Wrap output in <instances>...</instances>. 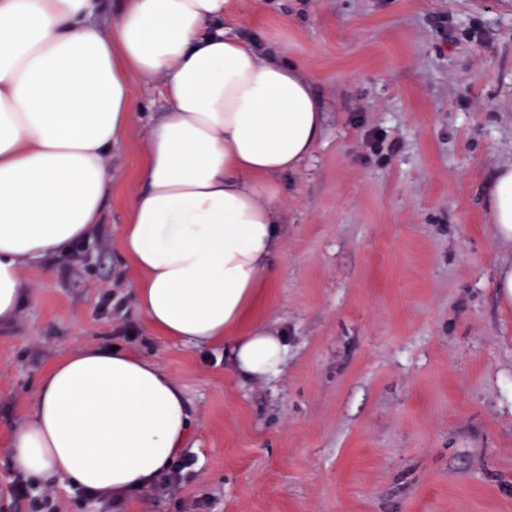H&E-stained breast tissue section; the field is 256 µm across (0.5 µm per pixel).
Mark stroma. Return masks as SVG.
I'll return each instance as SVG.
<instances>
[{
	"label": "stroma",
	"instance_id": "stroma-1",
	"mask_svg": "<svg viewBox=\"0 0 512 512\" xmlns=\"http://www.w3.org/2000/svg\"><path fill=\"white\" fill-rule=\"evenodd\" d=\"M228 25L302 65L323 132L282 179L264 312L288 332L271 381L220 347L151 329L118 247L161 79L131 77L138 114L113 146L112 200L78 258L34 274L0 327V512L11 433L37 383L81 344L155 360L183 390L187 465L119 505L51 481L64 512H512V246L486 205L512 165V0H234Z\"/></svg>",
	"mask_w": 512,
	"mask_h": 512
}]
</instances>
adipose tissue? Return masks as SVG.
Returning a JSON list of instances; mask_svg holds the SVG:
<instances>
[{
    "label": "adipose tissue",
    "mask_w": 512,
    "mask_h": 512,
    "mask_svg": "<svg viewBox=\"0 0 512 512\" xmlns=\"http://www.w3.org/2000/svg\"><path fill=\"white\" fill-rule=\"evenodd\" d=\"M0 0V325L45 271L102 224L107 157L131 126V77L161 78L120 248L146 323L194 346L221 345L244 381L278 378L280 329L258 308L281 245L280 179L323 129L302 68L262 59L229 34L232 0ZM491 217L512 241V167L491 186ZM190 431L181 390L152 359L83 344L40 379L11 439L25 478L59 477L98 498L148 490Z\"/></svg>",
    "instance_id": "ef3b65f1"
}]
</instances>
